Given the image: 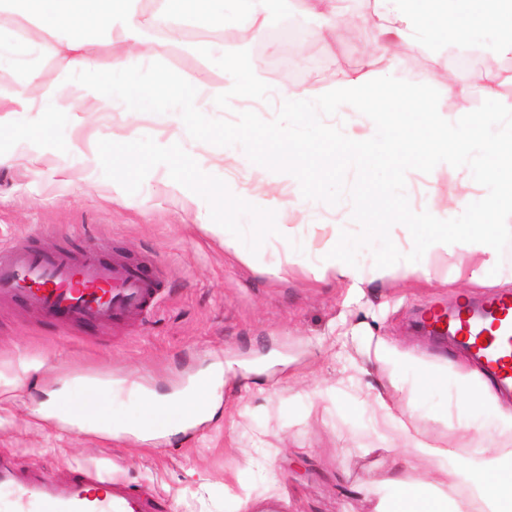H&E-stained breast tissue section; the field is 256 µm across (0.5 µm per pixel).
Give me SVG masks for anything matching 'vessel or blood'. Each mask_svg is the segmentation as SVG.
Wrapping results in <instances>:
<instances>
[{
  "instance_id": "b4317fda",
  "label": "vessel or blood",
  "mask_w": 512,
  "mask_h": 512,
  "mask_svg": "<svg viewBox=\"0 0 512 512\" xmlns=\"http://www.w3.org/2000/svg\"><path fill=\"white\" fill-rule=\"evenodd\" d=\"M25 299L42 316L62 311L69 319L110 326L157 299L152 281L136 265L103 263L93 255L48 257L24 245L0 247V301ZM448 333L467 344L502 388L512 387V293L491 295L468 309L433 311ZM0 486L12 493L13 512H156L154 503L83 470L64 486L46 477L18 479L0 463Z\"/></svg>"
}]
</instances>
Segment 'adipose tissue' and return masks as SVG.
<instances>
[{
    "instance_id": "adipose-tissue-1",
    "label": "adipose tissue",
    "mask_w": 512,
    "mask_h": 512,
    "mask_svg": "<svg viewBox=\"0 0 512 512\" xmlns=\"http://www.w3.org/2000/svg\"><path fill=\"white\" fill-rule=\"evenodd\" d=\"M41 29L58 36L54 55L66 72L95 75L97 109L111 111L120 106L131 112H150L163 123L199 113V95L181 80L164 71L143 73L145 61L156 57L159 45L144 30L139 0H26ZM378 27L384 40L378 52L392 53L397 41L411 32L459 28L447 0H378ZM120 32L126 51L115 57L109 69H100L82 50L77 35ZM228 81L225 97L246 98L259 91L247 46H240L225 63ZM350 103L373 121L372 133L362 140L337 142L336 133L320 127L324 144L337 146L346 160L363 162L385 158L398 165L422 164L438 174L449 163L473 153L482 160L476 180L488 187L484 210L491 222L474 231L453 221L456 208L469 204V193L458 195L452 206L437 208L428 203L421 210L425 231L422 240H410L411 248L436 256L452 248H463L478 256L469 279L486 282L489 275L512 281V269L499 260L498 238L506 231L512 207L501 208V198L512 199V135L504 134L497 117L474 115L463 127H455L441 111L425 107L410 111V94L390 81L371 87L351 77L332 85L321 100L323 111L335 110L337 102ZM214 381L201 379L186 390L168 396L146 393L129 430L138 439L150 440L177 432L187 421L201 417L211 404ZM85 408L71 404V389L62 386L49 393L39 405L40 413L57 417L79 428L111 431L113 420L100 403L107 390L103 384L86 382ZM456 398L468 401L470 411L457 412L456 447L411 435L408 425L415 414L406 405L402 389L378 395L370 421L376 431L405 437L409 449L393 458L389 470L394 488L391 512H512V409L502 405L492 386L474 371L459 373ZM491 410L493 419L484 422L478 414Z\"/></svg>"
}]
</instances>
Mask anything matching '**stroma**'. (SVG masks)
I'll return each mask as SVG.
<instances>
[{
  "mask_svg": "<svg viewBox=\"0 0 512 512\" xmlns=\"http://www.w3.org/2000/svg\"><path fill=\"white\" fill-rule=\"evenodd\" d=\"M448 7L461 13L466 38L417 33L393 60L366 64L369 44L381 35L362 10L339 27L307 16L306 51L294 53L286 68L273 66L281 43L265 39L250 53L264 87L321 98L330 82L347 76L371 86L386 76L409 88L416 106L446 112L461 126L512 102V93L485 95L472 70L485 58L510 69L512 55L495 50L494 29L479 21L481 0H449ZM233 30L189 17L171 20L153 66L203 85L209 117L233 121L251 110L272 120L279 108L274 99L224 98L227 74L216 57L237 51ZM42 43L22 63L0 64V95L32 70L29 93L36 99L63 86L90 98L92 77L63 72L48 51L53 38L43 35ZM460 54L471 65L456 70L465 93L451 105L438 74ZM321 119L341 140L371 132L370 118L344 101ZM171 139L183 147L176 162L157 150ZM1 150L17 160L0 166V246L45 253L93 247L103 261L137 265L160 289L149 312L107 328L38 316L18 299L0 304V457L19 475L41 473L65 484L77 471L101 470L161 500L165 512H239L246 497L261 512L274 503L280 512H346L351 505L375 512L392 496L387 464L404 441L374 432L368 405L394 385L411 387L419 367L456 360L457 351L422 333L417 321L428 307L448 309L460 297L477 302L489 294L488 286L468 279L474 256L455 248L425 261L389 235L353 253L365 277L362 296H353L333 272L319 280L310 270L333 225L358 232L350 201L305 200L295 177L257 173L237 145L210 146L197 162V142L185 126L145 113L133 119L118 107L90 112L77 127L65 112H19L0 130ZM476 162L458 160L435 179L408 171L411 208L451 205L466 185L472 201L455 221L481 227L484 191L471 183ZM206 190L214 200L202 225L197 215ZM253 196L289 203L292 251L269 233L275 212L247 205ZM214 224L225 225L236 249L225 248L210 230ZM287 264L291 273L277 275L276 266ZM411 264L423 265L425 276L405 277ZM381 340L413 353L416 366L394 376L380 369L373 351ZM206 373L216 377L208 414L168 437L142 441L124 432L80 431L37 411L61 382L76 388L86 378L108 379V410L123 422L137 413L143 391L178 393ZM451 391L437 381L412 400L417 429L442 442L456 433L447 412Z\"/></svg>",
  "mask_w": 512,
  "mask_h": 512,
  "instance_id": "35a3bbf8",
  "label": "stroma"
}]
</instances>
